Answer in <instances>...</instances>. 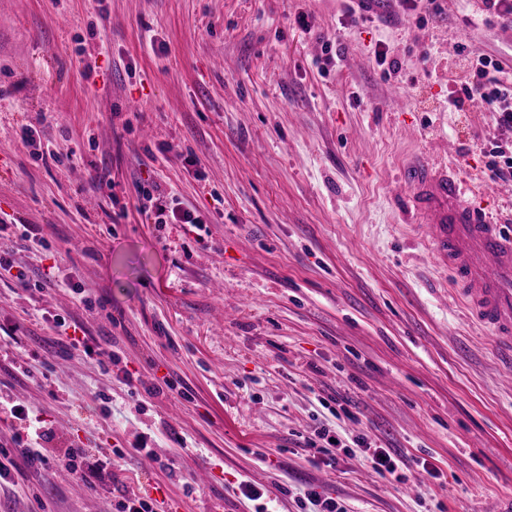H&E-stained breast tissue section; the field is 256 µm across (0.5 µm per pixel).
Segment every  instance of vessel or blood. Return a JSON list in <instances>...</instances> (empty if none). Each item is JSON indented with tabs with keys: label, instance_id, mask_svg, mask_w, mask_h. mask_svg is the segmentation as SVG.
I'll use <instances>...</instances> for the list:
<instances>
[{
	"label": "vessel or blood",
	"instance_id": "vessel-or-blood-1",
	"mask_svg": "<svg viewBox=\"0 0 512 512\" xmlns=\"http://www.w3.org/2000/svg\"><path fill=\"white\" fill-rule=\"evenodd\" d=\"M410 189L409 209L421 224L437 262L456 283L469 316L488 329L487 342L512 363V225L476 205L473 177L425 155L400 170Z\"/></svg>",
	"mask_w": 512,
	"mask_h": 512
}]
</instances>
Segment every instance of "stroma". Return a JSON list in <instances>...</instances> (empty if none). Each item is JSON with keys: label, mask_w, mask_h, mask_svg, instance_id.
Masks as SVG:
<instances>
[{"label": "stroma", "mask_w": 512, "mask_h": 512, "mask_svg": "<svg viewBox=\"0 0 512 512\" xmlns=\"http://www.w3.org/2000/svg\"><path fill=\"white\" fill-rule=\"evenodd\" d=\"M343 5L0 0V252L43 286L0 278V397L52 430L49 454L123 449L124 492L155 512H254L244 479L270 512H300L308 485L350 512L512 497V367L456 299L398 174L406 152L451 147L461 173L501 185L482 151L512 129L448 95L464 54L512 60V19L482 0H436L421 21L395 0L352 19ZM329 44L341 59L324 73ZM142 186L201 223H155ZM57 314L113 343L119 365L50 359ZM324 425L400 449L403 482L359 455L311 464L305 441ZM423 459L439 478L417 477ZM0 512H117V499L111 481L25 466L0 484Z\"/></svg>", "instance_id": "1"}]
</instances>
